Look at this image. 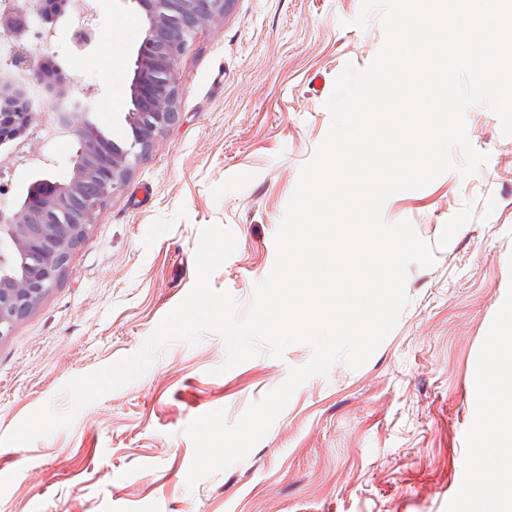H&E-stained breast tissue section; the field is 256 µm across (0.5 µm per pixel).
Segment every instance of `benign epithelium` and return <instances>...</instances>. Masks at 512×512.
<instances>
[{
    "label": "benign epithelium",
    "instance_id": "7a95c632",
    "mask_svg": "<svg viewBox=\"0 0 512 512\" xmlns=\"http://www.w3.org/2000/svg\"><path fill=\"white\" fill-rule=\"evenodd\" d=\"M145 14L144 37L131 81L124 147L105 139L90 122L63 107L67 77L47 69V56L32 38L26 4L0 16V38L12 40L15 56L0 68V112L11 115L0 129V170L35 159L26 150L42 112L30 97L37 85L54 104L58 130L74 137L72 174L63 181L38 179L24 200L0 206V339L29 315L63 279L71 253L102 206L126 181L155 137L179 120L176 72L197 29L224 20L231 0H133ZM41 27L54 31L60 18L94 16L88 0H39Z\"/></svg>",
    "mask_w": 512,
    "mask_h": 512
}]
</instances>
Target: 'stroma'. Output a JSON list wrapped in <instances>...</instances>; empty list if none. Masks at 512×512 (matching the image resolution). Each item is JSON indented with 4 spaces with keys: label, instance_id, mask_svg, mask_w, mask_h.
I'll list each match as a JSON object with an SVG mask.
<instances>
[{
    "label": "stroma",
    "instance_id": "35a3bbf8",
    "mask_svg": "<svg viewBox=\"0 0 512 512\" xmlns=\"http://www.w3.org/2000/svg\"><path fill=\"white\" fill-rule=\"evenodd\" d=\"M91 2L99 25L131 17L136 32L113 52L97 38L79 45L72 14L45 54L70 79L69 111L122 145L143 16L134 0ZM360 3L234 0L223 23L197 31L179 64V122L88 226L58 287L0 339V436L45 403L65 409L68 380L141 347L192 289L203 227L234 233L212 285L247 311L299 171L328 131L337 76L368 66L383 43L378 19L352 26ZM90 85L100 95L87 110ZM466 132L489 156L473 176L446 173L383 207L386 222L409 220L431 245L463 206L474 217L432 267L410 265L409 304L361 368L338 362L301 385L244 460L191 489L189 423L219 408L235 423L311 350L296 344L218 376L221 337L174 344L70 428L1 445L0 512H469L472 473L489 487L503 474L493 462L477 468L496 443L478 435L476 404L497 378L488 346L512 306V137L483 106L468 110ZM32 145L52 161L0 176L11 203L36 179L71 174L73 140L53 149L37 131Z\"/></svg>",
    "mask_w": 512,
    "mask_h": 512
}]
</instances>
